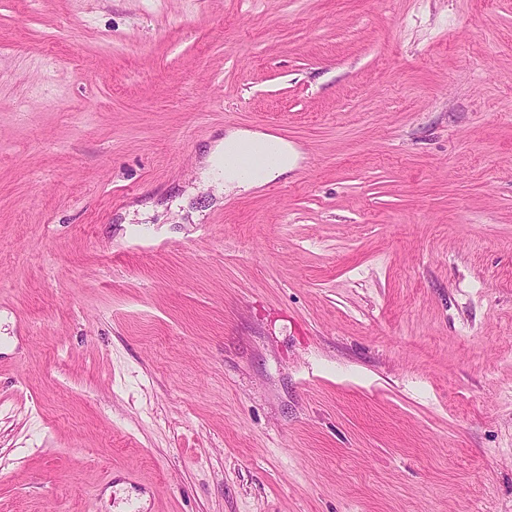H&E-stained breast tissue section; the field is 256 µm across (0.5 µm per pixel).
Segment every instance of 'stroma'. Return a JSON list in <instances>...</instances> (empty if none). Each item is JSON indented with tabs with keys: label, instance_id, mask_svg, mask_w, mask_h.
I'll use <instances>...</instances> for the list:
<instances>
[{
	"label": "stroma",
	"instance_id": "35a3bbf8",
	"mask_svg": "<svg viewBox=\"0 0 512 512\" xmlns=\"http://www.w3.org/2000/svg\"><path fill=\"white\" fill-rule=\"evenodd\" d=\"M135 493L512 512V0H0V512ZM265 140H275L280 145L278 158L274 163H257L249 172L242 173L229 161L230 152L234 147ZM298 156L297 149L287 141L255 131L238 130L230 132L210 151L204 160L202 174L221 192L248 190L259 187L292 169ZM263 156L267 160H273V152L270 148L247 145L233 150L231 160L245 170L258 157Z\"/></svg>",
	"mask_w": 512,
	"mask_h": 512
}]
</instances>
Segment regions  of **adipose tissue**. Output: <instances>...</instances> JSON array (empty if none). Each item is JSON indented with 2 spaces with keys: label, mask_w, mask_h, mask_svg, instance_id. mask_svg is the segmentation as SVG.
<instances>
[{
  "label": "adipose tissue",
  "mask_w": 512,
  "mask_h": 512,
  "mask_svg": "<svg viewBox=\"0 0 512 512\" xmlns=\"http://www.w3.org/2000/svg\"><path fill=\"white\" fill-rule=\"evenodd\" d=\"M262 133L238 130L229 133L209 153L203 163L202 173L219 191L248 190L261 186L292 169L299 153L288 142H281L278 158L272 163L255 164L249 172L239 171L229 160L234 147L261 141Z\"/></svg>",
  "instance_id": "1"
}]
</instances>
